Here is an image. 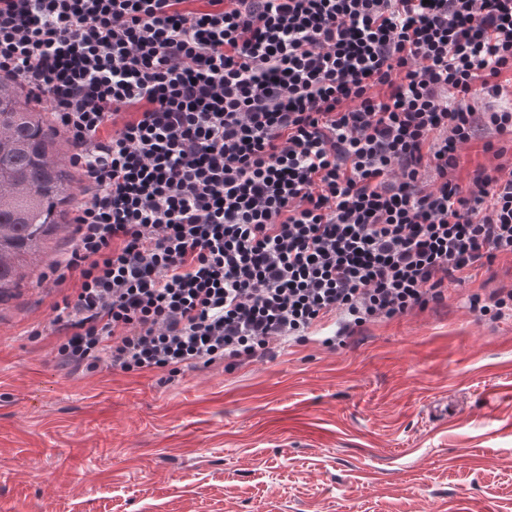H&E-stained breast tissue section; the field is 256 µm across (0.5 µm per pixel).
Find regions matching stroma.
I'll use <instances>...</instances> for the list:
<instances>
[{
	"label": "stroma",
	"instance_id": "1",
	"mask_svg": "<svg viewBox=\"0 0 512 512\" xmlns=\"http://www.w3.org/2000/svg\"><path fill=\"white\" fill-rule=\"evenodd\" d=\"M458 183L512 165V137L456 152ZM0 302V512H512V290L497 256L441 302L367 323L337 317L233 370L84 373L53 358V305L77 273L75 203Z\"/></svg>",
	"mask_w": 512,
	"mask_h": 512
}]
</instances>
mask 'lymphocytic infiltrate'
Masks as SVG:
<instances>
[{
    "label": "lymphocytic infiltrate",
    "instance_id": "lymphocytic-infiltrate-1",
    "mask_svg": "<svg viewBox=\"0 0 512 512\" xmlns=\"http://www.w3.org/2000/svg\"><path fill=\"white\" fill-rule=\"evenodd\" d=\"M0 0V76L72 143L84 183L55 360L233 368L343 314L443 299L512 255V169L455 152L512 73V0Z\"/></svg>",
    "mask_w": 512,
    "mask_h": 512
}]
</instances>
